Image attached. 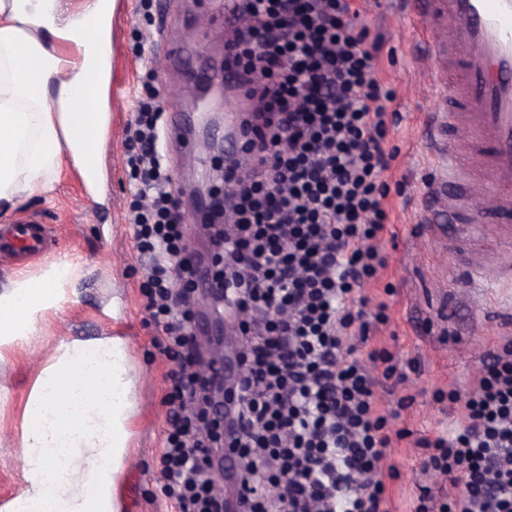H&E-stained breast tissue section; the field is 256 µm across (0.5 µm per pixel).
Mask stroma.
Wrapping results in <instances>:
<instances>
[{"label":"stroma","instance_id":"obj_1","mask_svg":"<svg viewBox=\"0 0 512 512\" xmlns=\"http://www.w3.org/2000/svg\"><path fill=\"white\" fill-rule=\"evenodd\" d=\"M223 7L224 0H152L147 9L140 0H112L111 121L97 146L102 158L97 192H88L79 172L64 165L51 202L33 201L0 212V226L35 217L55 234L51 250L37 258L0 251V284L21 271L38 274L54 260H68L84 270L79 288L59 308L39 317L34 336L22 344L0 345V500L18 496L26 484L22 440L27 397L58 343L118 336L127 345L134 377L130 460L117 488L122 512H171L154 460L162 446L163 397L174 365L160 355L153 344L156 328L144 320L146 262L134 248L133 229L125 219L136 185L125 166L124 139L148 56L167 109L195 115L191 148L172 141L163 152L174 192L184 203L190 254L208 264L211 244L194 219V199L224 187L223 146L213 133L223 129L225 111L238 101L220 82L190 79L186 70L170 63L167 49L190 46L203 63L223 56L232 34L224 25ZM360 24L383 42V76L402 115L389 135L390 145L399 150L393 177L402 181L403 192L390 197L392 222L380 243L388 267L364 293L372 296L392 285L390 322L378 333V344L398 360L419 362L402 384L378 393L392 407L401 397L414 398L392 420V428L438 436L452 432L459 415L448 403L438 402L436 393L472 390L488 351L498 341L512 339V278L493 274L486 287H474L466 275L467 254H487L497 267L512 265V242L503 240L499 225L488 224L479 238L454 247L439 229L419 223L425 184L442 166L430 153L428 137L445 96L431 87L419 24L408 15L406 0H368ZM390 462L400 473L392 485L399 507L414 501L423 486L437 496L447 493V480L423 473L421 451L411 440L396 443Z\"/></svg>","mask_w":512,"mask_h":512}]
</instances>
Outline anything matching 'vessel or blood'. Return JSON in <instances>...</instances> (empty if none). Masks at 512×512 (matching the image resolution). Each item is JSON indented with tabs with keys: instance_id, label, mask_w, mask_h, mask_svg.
Masks as SVG:
<instances>
[{
	"instance_id": "1",
	"label": "vessel or blood",
	"mask_w": 512,
	"mask_h": 512,
	"mask_svg": "<svg viewBox=\"0 0 512 512\" xmlns=\"http://www.w3.org/2000/svg\"><path fill=\"white\" fill-rule=\"evenodd\" d=\"M431 49L424 64L432 81L441 72L456 73L447 94V126L430 135L431 151L448 163V177L432 185L431 195H447L449 207L465 212L471 224L485 223L484 207L471 206L464 191L473 173L487 174L495 196L512 201V0H408ZM225 85L244 98L256 83L231 66L222 71ZM466 142L454 138L457 129ZM46 226L24 219L0 228L8 247L45 253Z\"/></svg>"
}]
</instances>
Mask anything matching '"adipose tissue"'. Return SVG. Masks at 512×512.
<instances>
[{"mask_svg":"<svg viewBox=\"0 0 512 512\" xmlns=\"http://www.w3.org/2000/svg\"><path fill=\"white\" fill-rule=\"evenodd\" d=\"M103 0L66 15L59 0H0V210L51 196L62 158L88 173L107 121L109 34ZM76 44L78 60L60 47ZM81 270L53 261L0 290V344L26 341L39 317L77 287ZM133 377L125 341H64L26 404L28 486L17 512H118L128 461Z\"/></svg>","mask_w":512,"mask_h":512,"instance_id":"obj_1","label":"adipose tissue"}]
</instances>
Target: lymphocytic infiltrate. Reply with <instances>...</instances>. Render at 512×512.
<instances>
[{
  "label": "lymphocytic infiltrate",
  "mask_w": 512,
  "mask_h": 512,
  "mask_svg": "<svg viewBox=\"0 0 512 512\" xmlns=\"http://www.w3.org/2000/svg\"><path fill=\"white\" fill-rule=\"evenodd\" d=\"M247 26L229 47L259 76L244 120L242 160L223 226L209 225V276L239 322L237 377L223 401L201 377L194 337L199 265L159 150L163 94L146 73L127 128L126 166L142 189L131 207L135 248L149 259L147 319L175 362L156 472L174 512H219L201 459L232 454L242 512H393L389 459L408 429L392 430L378 385L404 382L402 364L372 340L389 321L391 287L363 296L387 266L400 116L380 76L383 43L357 22L364 0H234ZM470 392L449 390L460 414L448 435L420 438L422 470L452 494L421 488L411 512H512V343L489 350ZM223 405L224 431L211 424Z\"/></svg>",
  "instance_id": "obj_1"
}]
</instances>
